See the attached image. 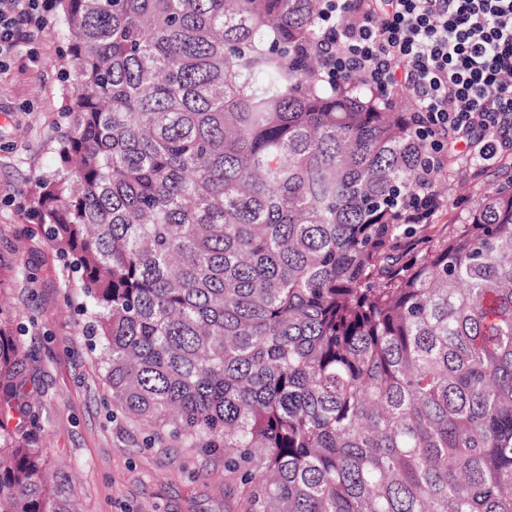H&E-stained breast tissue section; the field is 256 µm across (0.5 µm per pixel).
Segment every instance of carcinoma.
I'll use <instances>...</instances> for the list:
<instances>
[{
  "mask_svg": "<svg viewBox=\"0 0 512 512\" xmlns=\"http://www.w3.org/2000/svg\"><path fill=\"white\" fill-rule=\"evenodd\" d=\"M72 90L35 184L113 402L224 453L246 512H512V178L413 224L412 113L326 66L321 0H56ZM19 356L0 319V380ZM0 428V512H50Z\"/></svg>",
  "mask_w": 512,
  "mask_h": 512,
  "instance_id": "1",
  "label": "carcinoma"
}]
</instances>
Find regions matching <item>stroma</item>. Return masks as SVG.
<instances>
[{"mask_svg":"<svg viewBox=\"0 0 512 512\" xmlns=\"http://www.w3.org/2000/svg\"><path fill=\"white\" fill-rule=\"evenodd\" d=\"M46 8L38 37L0 67V316L21 354L20 394L0 403L41 415L50 464L51 512H243L238 476L223 454L206 455L116 409L83 330L84 297L65 285L62 264L28 219L38 177L55 167L53 139L70 83L68 42ZM461 186L445 189L436 228L461 222L476 192L501 184L498 165L473 170L462 153Z\"/></svg>","mask_w":512,"mask_h":512,"instance_id":"1","label":"stroma"}]
</instances>
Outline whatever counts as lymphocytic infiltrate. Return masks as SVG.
<instances>
[{"mask_svg": "<svg viewBox=\"0 0 512 512\" xmlns=\"http://www.w3.org/2000/svg\"><path fill=\"white\" fill-rule=\"evenodd\" d=\"M42 0H0V63L33 40ZM336 71L409 89L427 179L465 139L479 160L512 151V0H333Z\"/></svg>", "mask_w": 512, "mask_h": 512, "instance_id": "obj_1", "label": "lymphocytic infiltrate"}]
</instances>
